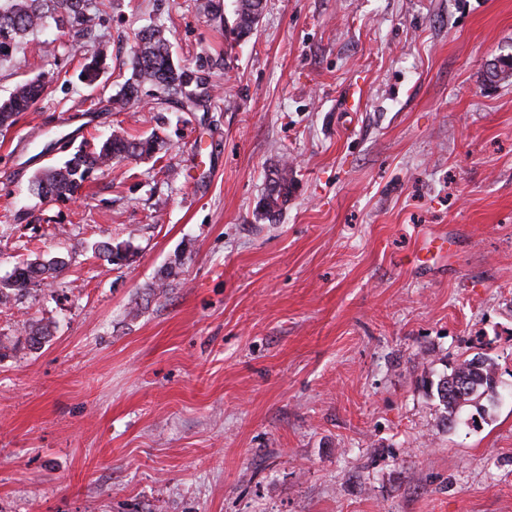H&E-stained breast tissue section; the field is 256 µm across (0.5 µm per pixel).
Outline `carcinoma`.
Masks as SVG:
<instances>
[{
  "label": "carcinoma",
  "instance_id": "obj_1",
  "mask_svg": "<svg viewBox=\"0 0 512 512\" xmlns=\"http://www.w3.org/2000/svg\"><path fill=\"white\" fill-rule=\"evenodd\" d=\"M105 0H0V58L13 56L26 37L51 21L58 29L82 31L91 21V12L98 11ZM264 0H237L232 31L237 37L249 35L263 14ZM104 63V54L97 53L83 65L79 76L92 87L98 83ZM131 77L120 92L109 97L112 109L120 112L139 98L146 85L157 88L167 102H177L186 108L197 104L191 89L194 74L185 65L174 61L169 39L161 27L142 29L130 54ZM43 85L28 80L18 85L10 96L0 100V133L8 131L19 117L41 99ZM159 136L155 133L134 138L125 131L115 129L98 145H83L62 166L49 169L32 181L33 194L41 199L72 201L80 197L90 175L112 165L116 158H142L159 149ZM293 178L288 164L275 169L269 177L266 192L261 199L265 214L273 218L288 201ZM98 255L112 264L127 257V250L110 243L97 245ZM65 266L61 260L49 259L40 264L31 262L16 269L5 288H0V305L9 302V292L22 291L34 280L55 278ZM496 364L477 355L464 358L442 374L435 386L436 396L443 407V423L454 424L464 406L476 403L484 395L496 393Z\"/></svg>",
  "mask_w": 512,
  "mask_h": 512
}]
</instances>
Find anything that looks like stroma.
<instances>
[{"label": "stroma", "instance_id": "1", "mask_svg": "<svg viewBox=\"0 0 512 512\" xmlns=\"http://www.w3.org/2000/svg\"><path fill=\"white\" fill-rule=\"evenodd\" d=\"M234 9L109 0L0 61V99L44 84L0 136V281L66 263L0 308V512H512V0H266L240 41ZM153 25L197 110L106 106ZM117 128L162 144L30 194L48 132ZM478 353L498 392L445 427L432 385ZM293 178L288 163L275 169L269 177L266 192L261 199V207L268 218H274L281 206L288 201L292 189Z\"/></svg>", "mask_w": 512, "mask_h": 512}]
</instances>
